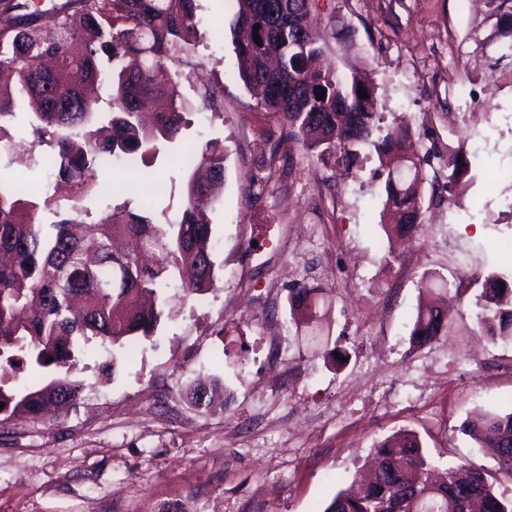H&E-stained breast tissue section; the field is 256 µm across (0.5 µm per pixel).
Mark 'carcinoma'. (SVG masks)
I'll return each mask as SVG.
<instances>
[{
	"label": "carcinoma",
	"instance_id": "1",
	"mask_svg": "<svg viewBox=\"0 0 512 512\" xmlns=\"http://www.w3.org/2000/svg\"><path fill=\"white\" fill-rule=\"evenodd\" d=\"M312 5L235 0L230 29L237 77L263 111L279 119L282 135L306 151L337 150L350 161L359 147H374L385 174V228L407 236L422 224L426 159L414 150L408 124L380 133L371 81L354 77L348 84L331 67L309 68L321 53L309 30ZM195 10V0H58L49 8L32 0H0V74L12 75L26 96L34 141L52 142L53 153L42 165L55 178L54 193L64 192L73 202L70 212L57 211L56 220L43 224L37 216L50 203L41 199L42 181L19 178L7 166L0 170L1 423L66 410L82 392V384L65 373L43 386L32 377L19 387L20 370L67 369L78 343L95 338L130 355L138 337H150L161 317L157 305H142L143 297L160 299L173 279L189 296L214 287L217 241L205 215L220 203L224 149L207 144L179 153L186 192L177 222L155 220L159 192L142 198L135 210L107 212L93 224L81 219V203L97 193L116 157L144 167L150 181L165 182L155 163L185 125L189 103L179 84L200 41ZM45 56L55 59V67L39 64ZM273 56L285 65L269 68ZM99 81L112 86L108 113L87 101L85 88ZM19 108L11 86L0 84V143L11 142L7 126ZM447 165L432 189L451 192L471 169L459 153L448 154ZM115 237L130 241V250L114 251ZM506 294L512 295L507 280L484 279L477 299L482 333L512 339V309L500 305ZM322 304L316 288L301 283L290 289V309L303 317L316 318ZM442 305L417 310L413 345L448 333L451 308L446 300ZM198 389L190 386L188 398L208 408L221 384L214 382L202 395ZM461 431L496 466L463 463L438 477L420 437L402 430L377 445L371 473L331 494L321 512H512V498L496 489L502 480L512 481V411L469 420Z\"/></svg>",
	"mask_w": 512,
	"mask_h": 512
}]
</instances>
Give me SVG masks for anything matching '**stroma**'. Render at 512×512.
Here are the masks:
<instances>
[{"mask_svg": "<svg viewBox=\"0 0 512 512\" xmlns=\"http://www.w3.org/2000/svg\"><path fill=\"white\" fill-rule=\"evenodd\" d=\"M232 0H196L203 37L180 85L196 103L154 214L180 218V147L226 150L222 203L208 221L220 246L215 286L165 289V315L132 357L88 342L69 376L75 408L0 423V512H318L350 485L375 448L416 432L439 468L493 466L460 430L478 413L512 410V342L480 335L483 279L512 281V0H315L323 61L343 81L369 76L384 126L407 120L434 175L459 151L472 167L453 195L425 190V229L387 237L384 178L372 149L353 165L282 137L236 76L226 33ZM218 91V111L200 92ZM0 153L42 178L50 144L32 146L24 119ZM86 200L88 221L132 203L121 163ZM431 275L463 283L447 334L417 348L409 332ZM322 288L317 322L292 320L291 288ZM221 380L211 409L192 383Z\"/></svg>", "mask_w": 512, "mask_h": 512, "instance_id": "stroma-1", "label": "stroma"}]
</instances>
